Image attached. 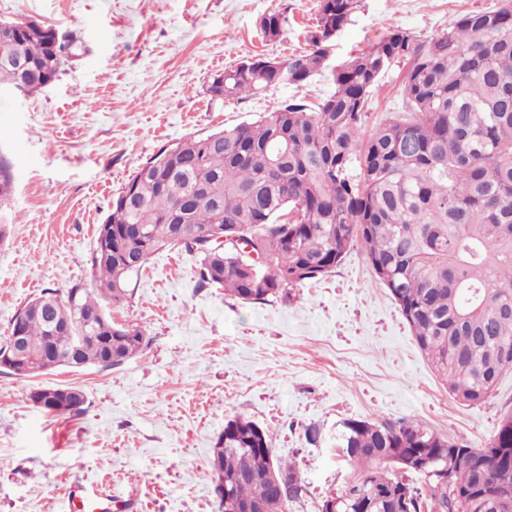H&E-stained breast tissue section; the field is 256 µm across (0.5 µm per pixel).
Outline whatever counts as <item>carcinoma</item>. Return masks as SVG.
<instances>
[{
    "instance_id": "carcinoma-1",
    "label": "carcinoma",
    "mask_w": 512,
    "mask_h": 512,
    "mask_svg": "<svg viewBox=\"0 0 512 512\" xmlns=\"http://www.w3.org/2000/svg\"><path fill=\"white\" fill-rule=\"evenodd\" d=\"M362 0H318L310 48L280 61L250 57L212 79L217 99L272 87L301 88L326 67L329 36ZM285 17L260 28L279 37ZM34 20L0 38V88L33 95L58 78L71 45ZM402 67L401 109L366 130L372 89ZM334 90L317 104L295 96L253 122L160 149L133 173L97 228L91 284L42 294L50 311L26 303L10 336H22L31 376L64 365L69 328L102 314L86 336L81 367L115 369L149 343L146 330L113 321L129 278L155 254L197 259L198 283L243 303L288 301L325 277L355 247L399 306L432 369L463 405L485 401L512 371V0L459 14L429 37L392 28L336 64ZM14 174L0 156V205ZM297 214L293 221L283 219ZM242 233L260 261L208 237ZM224 453L213 480L242 503L302 497L295 463L276 455L272 435L237 414L224 422ZM487 447L512 448V408ZM463 443L408 420L346 419L336 452L350 472L323 499L338 512H512V468L478 464ZM450 469L470 500L461 508L435 469Z\"/></svg>"
}]
</instances>
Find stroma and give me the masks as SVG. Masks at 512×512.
Returning a JSON list of instances; mask_svg holds the SVG:
<instances>
[{
  "label": "stroma",
  "mask_w": 512,
  "mask_h": 512,
  "mask_svg": "<svg viewBox=\"0 0 512 512\" xmlns=\"http://www.w3.org/2000/svg\"><path fill=\"white\" fill-rule=\"evenodd\" d=\"M501 0H362L332 58L391 28L427 37ZM282 13L277 40L261 19ZM317 0H0V19H33L73 36L78 55L37 94L0 91V152L13 163L15 217L0 244V339L47 289L90 282L96 230L136 168L162 147L260 119L291 98L281 86L225 102L208 86L255 55L306 50ZM146 329L122 367H57L20 380L0 372V512H68L76 485H106L131 512H217L209 461L225 420L244 414L293 459L307 493L287 512H317L348 472L341 421L405 419L485 447L512 408V371L483 403L462 405L419 349L356 248L290 301L243 303L198 285L183 252L153 256L112 307ZM44 386L84 391V414H47ZM316 426L317 442L304 430Z\"/></svg>",
  "instance_id": "35a3bbf8"
}]
</instances>
